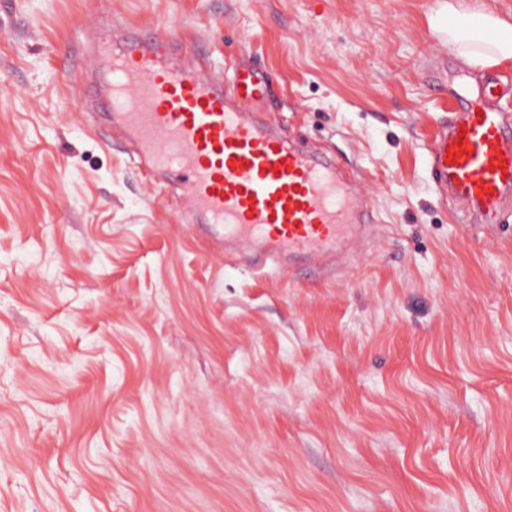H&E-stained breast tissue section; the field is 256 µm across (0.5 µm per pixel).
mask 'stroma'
<instances>
[{
	"instance_id": "1",
	"label": "stroma",
	"mask_w": 512,
	"mask_h": 512,
	"mask_svg": "<svg viewBox=\"0 0 512 512\" xmlns=\"http://www.w3.org/2000/svg\"><path fill=\"white\" fill-rule=\"evenodd\" d=\"M445 0H0V512H512V200L439 201ZM261 71L356 177L331 270L214 253L102 126L98 24Z\"/></svg>"
}]
</instances>
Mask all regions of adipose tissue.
I'll return each instance as SVG.
<instances>
[{
  "label": "adipose tissue",
  "instance_id": "1",
  "mask_svg": "<svg viewBox=\"0 0 512 512\" xmlns=\"http://www.w3.org/2000/svg\"><path fill=\"white\" fill-rule=\"evenodd\" d=\"M432 32L472 73L512 60V21L488 9L484 0H448Z\"/></svg>",
  "mask_w": 512,
  "mask_h": 512
}]
</instances>
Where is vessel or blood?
<instances>
[{
  "instance_id": "b4317fda",
  "label": "vessel or blood",
  "mask_w": 512,
  "mask_h": 512,
  "mask_svg": "<svg viewBox=\"0 0 512 512\" xmlns=\"http://www.w3.org/2000/svg\"><path fill=\"white\" fill-rule=\"evenodd\" d=\"M98 112L127 136L138 165L178 180L200 223L224 239L254 245L258 272L285 261L335 256L361 223V197L334 160L248 116L265 101L264 75L239 69L226 81L176 66L162 31L96 37ZM498 88L463 98L431 147L440 196L462 205L460 222L512 199V128L492 107Z\"/></svg>"
}]
</instances>
